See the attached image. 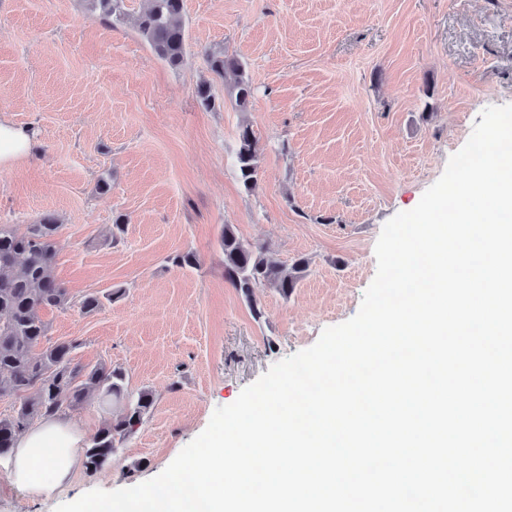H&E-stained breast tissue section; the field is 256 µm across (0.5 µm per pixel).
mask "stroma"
<instances>
[{"instance_id":"obj_1","label":"stroma","mask_w":512,"mask_h":512,"mask_svg":"<svg viewBox=\"0 0 512 512\" xmlns=\"http://www.w3.org/2000/svg\"><path fill=\"white\" fill-rule=\"evenodd\" d=\"M124 5L115 24L87 0H0V118L37 138L0 168V224L54 216L70 302L44 311L46 343L76 342V363L120 367L154 404L109 464L61 488L19 489L1 457L0 512L159 475L217 407L358 312L383 225L418 204L485 108L512 104V0H184L178 69L136 29L148 0ZM208 50L245 63L246 111L225 101ZM245 124L261 147L251 191L232 165ZM228 224L284 267L309 262L291 295L259 291L262 319L224 276ZM183 252L196 266L171 264ZM91 293L102 305L87 313Z\"/></svg>"}]
</instances>
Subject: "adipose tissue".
<instances>
[{
	"label": "adipose tissue",
	"instance_id": "obj_1",
	"mask_svg": "<svg viewBox=\"0 0 512 512\" xmlns=\"http://www.w3.org/2000/svg\"><path fill=\"white\" fill-rule=\"evenodd\" d=\"M36 144L32 131L0 119V168L27 158ZM82 433L59 416L40 419L17 436L11 475L15 485L38 494L65 483L81 465Z\"/></svg>",
	"mask_w": 512,
	"mask_h": 512
}]
</instances>
